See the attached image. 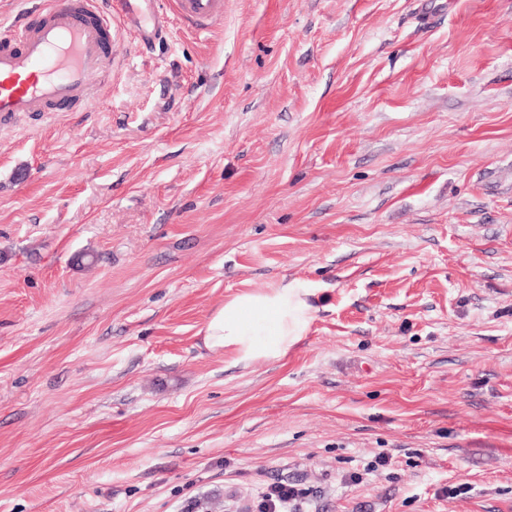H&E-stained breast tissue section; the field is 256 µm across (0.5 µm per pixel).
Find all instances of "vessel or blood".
I'll use <instances>...</instances> for the list:
<instances>
[{
    "label": "vessel or blood",
    "mask_w": 512,
    "mask_h": 512,
    "mask_svg": "<svg viewBox=\"0 0 512 512\" xmlns=\"http://www.w3.org/2000/svg\"><path fill=\"white\" fill-rule=\"evenodd\" d=\"M152 0H124L143 38L159 35ZM172 10L197 29L224 17V0H172ZM111 19L95 0H51L35 26L0 36V122L18 126L26 114L51 119L91 100V76L112 74Z\"/></svg>",
    "instance_id": "b4317fda"
}]
</instances>
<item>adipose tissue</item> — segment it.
<instances>
[{
    "instance_id": "adipose-tissue-1",
    "label": "adipose tissue",
    "mask_w": 512,
    "mask_h": 512,
    "mask_svg": "<svg viewBox=\"0 0 512 512\" xmlns=\"http://www.w3.org/2000/svg\"><path fill=\"white\" fill-rule=\"evenodd\" d=\"M311 295L293 280L230 296L205 324L203 343L245 367L282 358L310 330L316 311Z\"/></svg>"
}]
</instances>
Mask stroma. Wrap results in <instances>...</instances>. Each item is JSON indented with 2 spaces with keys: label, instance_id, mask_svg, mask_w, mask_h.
<instances>
[{
  "label": "stroma",
  "instance_id": "35a3bbf8",
  "mask_svg": "<svg viewBox=\"0 0 512 512\" xmlns=\"http://www.w3.org/2000/svg\"><path fill=\"white\" fill-rule=\"evenodd\" d=\"M96 6L87 111L0 127V512H512V0ZM290 280L285 357L204 346ZM153 0H124L126 15L140 28L143 38L150 39L163 32L157 22V12L152 8ZM172 11L184 22L205 30L224 18V0H172ZM297 280L250 289L224 299L203 329L206 348L244 367L280 359L307 336L316 307ZM301 492L291 485H275L262 493L261 510L259 512H288L292 502L301 496Z\"/></svg>",
  "mask_w": 512,
  "mask_h": 512
}]
</instances>
